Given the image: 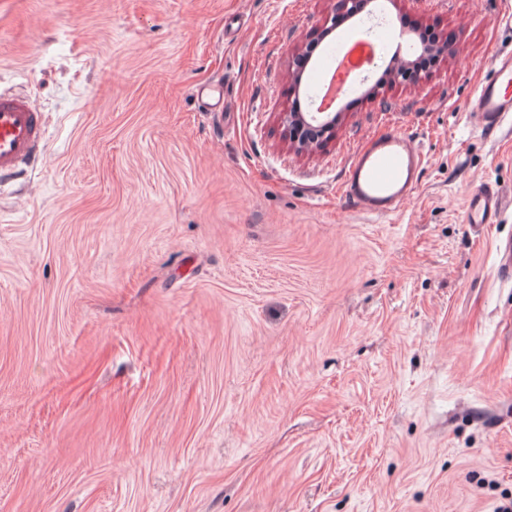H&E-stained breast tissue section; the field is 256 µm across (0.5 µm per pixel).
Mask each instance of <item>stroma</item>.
I'll list each match as a JSON object with an SVG mask.
<instances>
[{"mask_svg":"<svg viewBox=\"0 0 512 512\" xmlns=\"http://www.w3.org/2000/svg\"><path fill=\"white\" fill-rule=\"evenodd\" d=\"M334 0H0V92L46 127L0 182V512H492L512 499V124L467 108L512 0H371L379 69L325 148L292 55ZM459 33L386 78L401 16ZM424 167L377 217L371 136ZM499 192L496 224L464 221ZM337 114L313 112L307 116L303 112H280L278 120L289 147L301 153L319 141L317 148H321L332 138L339 118ZM422 168L421 152L405 135L371 137L353 157L345 179L346 197L362 211L389 215L409 199ZM501 203L498 191L486 186L472 192L466 199L465 219L468 224H496Z\"/></svg>","mask_w":512,"mask_h":512,"instance_id":"35a3bbf8","label":"stroma"}]
</instances>
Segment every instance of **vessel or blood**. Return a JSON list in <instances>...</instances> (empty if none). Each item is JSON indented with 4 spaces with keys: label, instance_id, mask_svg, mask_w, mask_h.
Masks as SVG:
<instances>
[{
    "label": "vessel or blood",
    "instance_id": "b4317fda",
    "mask_svg": "<svg viewBox=\"0 0 512 512\" xmlns=\"http://www.w3.org/2000/svg\"><path fill=\"white\" fill-rule=\"evenodd\" d=\"M469 109L486 132L512 121V53L497 55ZM45 123L23 94L0 93V181L25 172L43 158ZM423 168L419 149L405 135L369 138L356 152L345 179L347 198L360 210L386 216L409 199ZM501 209L497 190L487 186L466 199L470 224H494Z\"/></svg>",
    "mask_w": 512,
    "mask_h": 512
}]
</instances>
